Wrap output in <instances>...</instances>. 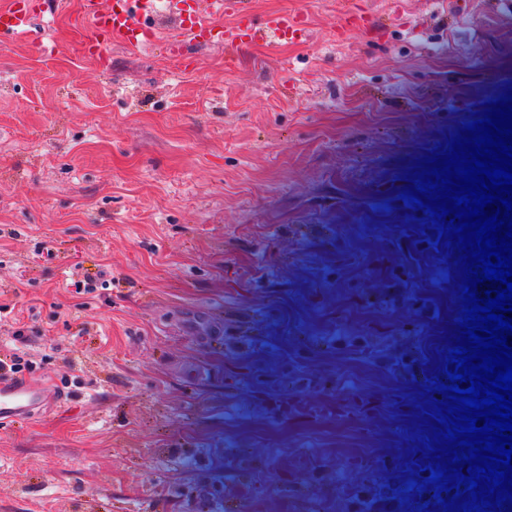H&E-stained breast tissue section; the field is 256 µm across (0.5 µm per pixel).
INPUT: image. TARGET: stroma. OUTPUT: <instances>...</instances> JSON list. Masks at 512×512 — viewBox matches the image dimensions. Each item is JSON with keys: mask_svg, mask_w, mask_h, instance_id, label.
<instances>
[{"mask_svg": "<svg viewBox=\"0 0 512 512\" xmlns=\"http://www.w3.org/2000/svg\"><path fill=\"white\" fill-rule=\"evenodd\" d=\"M245 7L304 23L186 70L172 18L97 60L52 0L54 54L0 48V305L67 395L0 427V512L423 510L404 412L452 279L388 192L512 82V0Z\"/></svg>", "mask_w": 512, "mask_h": 512, "instance_id": "stroma-1", "label": "stroma"}]
</instances>
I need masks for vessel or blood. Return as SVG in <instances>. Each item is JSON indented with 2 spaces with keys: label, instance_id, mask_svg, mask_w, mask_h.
Listing matches in <instances>:
<instances>
[{
  "label": "vessel or blood",
  "instance_id": "b4317fda",
  "mask_svg": "<svg viewBox=\"0 0 512 512\" xmlns=\"http://www.w3.org/2000/svg\"><path fill=\"white\" fill-rule=\"evenodd\" d=\"M81 4L79 19L91 32L82 44L85 53L100 57L112 45L134 48L151 42L155 36L151 21L164 12L176 19L179 28L178 34L169 38L167 50L185 68L194 62L188 40L205 38L227 45L277 41L294 25L293 14L284 12L268 16L259 27L244 17L236 26H223L219 18L233 9V0H208L203 10L198 0H81ZM45 6V0H8L0 7V40L32 34L33 19ZM47 400L58 403L62 397L46 384L22 376L0 378V424L18 416H33Z\"/></svg>",
  "mask_w": 512,
  "mask_h": 512
}]
</instances>
